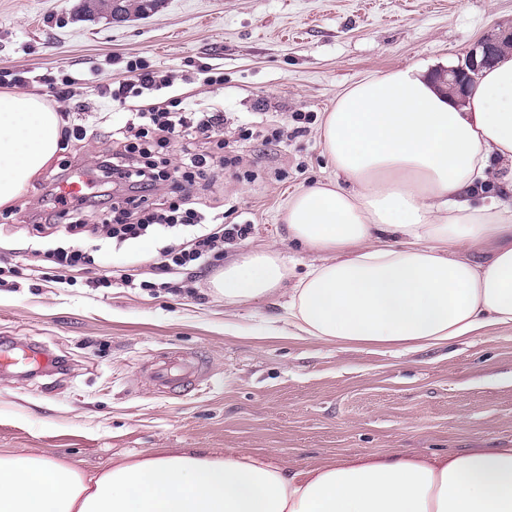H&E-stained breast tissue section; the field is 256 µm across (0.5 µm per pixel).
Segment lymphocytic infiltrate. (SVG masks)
I'll return each mask as SVG.
<instances>
[{"label":"lymphocytic infiltrate","mask_w":512,"mask_h":512,"mask_svg":"<svg viewBox=\"0 0 512 512\" xmlns=\"http://www.w3.org/2000/svg\"><path fill=\"white\" fill-rule=\"evenodd\" d=\"M125 73L109 96L127 114L112 127V145L99 155L95 173L128 193L102 210L98 248L106 251L116 243L155 238L160 243L158 273L151 279L122 270L112 273L103 270L96 253L79 247V239L89 233L86 215L98 198L90 191L64 202L58 212L66 241L44 253L53 268L52 282L71 283L81 272L92 274L98 288L111 287L116 278L128 288H173L177 275L194 277L209 266L219 245L246 239L253 230L249 224L225 223L223 214L194 207L189 200L188 186L213 183L224 167L223 113L199 110L177 95L159 104L127 108L128 98L167 88L169 82L140 59L127 61ZM173 145L179 152L175 164L167 157Z\"/></svg>","instance_id":"lymphocytic-infiltrate-1"}]
</instances>
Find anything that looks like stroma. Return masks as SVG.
I'll return each instance as SVG.
<instances>
[{
    "label": "stroma",
    "mask_w": 512,
    "mask_h": 512,
    "mask_svg": "<svg viewBox=\"0 0 512 512\" xmlns=\"http://www.w3.org/2000/svg\"><path fill=\"white\" fill-rule=\"evenodd\" d=\"M512 25V0H163L157 12L86 16L79 0H0V70L31 75L97 72L124 78L141 57L170 89L224 111L232 141L218 182L200 192L228 224L252 223L198 273L192 294L61 287L27 253L28 214L42 209L63 161L90 170L121 114L94 92L68 112L87 129L14 203L0 208V339L41 351L46 367L0 366V450L78 462L98 472L151 451L184 448L268 456L292 468L358 453H446L512 447V330L445 348L393 354L277 335L280 299L225 304L212 281L225 263L272 248L303 275L316 254L298 251L278 214L295 192L331 173L321 126L338 94L373 74L413 64H458L487 33ZM224 72V87L203 69ZM300 118L280 143L241 141L243 121L265 133ZM199 355L211 378L175 397L148 379L155 354Z\"/></svg>",
    "instance_id": "35a3bbf8"
}]
</instances>
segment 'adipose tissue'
I'll return each mask as SVG.
<instances>
[{
    "instance_id": "obj_1",
    "label": "adipose tissue",
    "mask_w": 512,
    "mask_h": 512,
    "mask_svg": "<svg viewBox=\"0 0 512 512\" xmlns=\"http://www.w3.org/2000/svg\"><path fill=\"white\" fill-rule=\"evenodd\" d=\"M60 133L42 99L0 92V206L47 168ZM321 139L334 175L295 194L283 220L323 263L291 286L276 251L248 254L213 281L225 302L279 296L291 337L402 351L512 329V203L476 200L492 166L512 169V51L463 100L419 65L357 82ZM0 512H512V448L301 470L188 448L97 473L0 452Z\"/></svg>"
}]
</instances>
